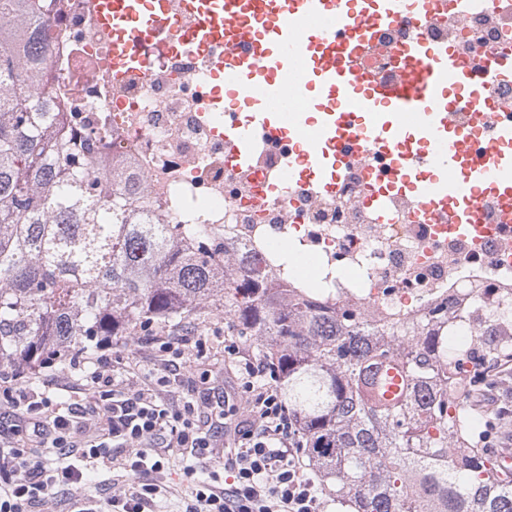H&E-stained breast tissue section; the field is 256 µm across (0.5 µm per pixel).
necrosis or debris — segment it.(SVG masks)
<instances>
[{
	"instance_id": "1",
	"label": "necrosis or debris",
	"mask_w": 512,
	"mask_h": 512,
	"mask_svg": "<svg viewBox=\"0 0 512 512\" xmlns=\"http://www.w3.org/2000/svg\"><path fill=\"white\" fill-rule=\"evenodd\" d=\"M185 0H172V22L138 72L112 76V35L95 15L93 0H51L53 25L43 82L60 98L66 131L95 139L94 179L123 170L138 186L129 202L180 238L216 239L274 282L310 291L327 307L346 306L374 325L415 322L455 302L466 306L482 286L512 291L505 264L512 243L492 231L501 217L487 207L482 234L455 235L430 223L418 202L392 201L386 219L368 202L370 169L381 159L354 160L335 194L283 174L299 166L291 145L270 133L252 142L253 169L224 159L220 113L208 98L210 59L179 52ZM409 13L379 29L368 66L388 74L400 65L404 42L438 41L449 28L421 23L420 0ZM452 29L474 52L477 67L512 55V4L501 12L479 0L449 13ZM313 261L304 275L302 257Z\"/></svg>"
}]
</instances>
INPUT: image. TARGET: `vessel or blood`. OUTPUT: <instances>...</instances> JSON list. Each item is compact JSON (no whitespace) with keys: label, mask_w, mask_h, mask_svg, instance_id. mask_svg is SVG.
<instances>
[{"label":"vessel or blood","mask_w":512,"mask_h":512,"mask_svg":"<svg viewBox=\"0 0 512 512\" xmlns=\"http://www.w3.org/2000/svg\"><path fill=\"white\" fill-rule=\"evenodd\" d=\"M96 15L112 31V75L133 59L132 43L150 42L170 18L171 0H97ZM192 20L179 48L221 45L210 86L224 114L228 157L250 161L254 130L275 133L302 158L298 177L334 191L353 154L387 160L376 204L408 196L425 212L462 228L474 224L484 199L512 213V114L493 131L485 110L496 80L512 79V56L478 76L454 40H412L395 75L365 70L375 47L369 30L346 33L351 18L394 21L404 0H189ZM296 93L309 111L288 109ZM471 111L460 113V101Z\"/></svg>","instance_id":"1"}]
</instances>
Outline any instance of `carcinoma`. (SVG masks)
Masks as SVG:
<instances>
[{
    "instance_id": "cac0c4a2",
    "label": "carcinoma",
    "mask_w": 512,
    "mask_h": 512,
    "mask_svg": "<svg viewBox=\"0 0 512 512\" xmlns=\"http://www.w3.org/2000/svg\"><path fill=\"white\" fill-rule=\"evenodd\" d=\"M51 17L0 0V367L61 364L104 337L224 314L271 364L324 488L356 512H512V472L480 446L466 403L512 361V322L473 308L423 325L368 323L282 288L215 239L186 243L128 207L129 180H86L92 138L56 122L41 84ZM397 386L393 396L389 387Z\"/></svg>"
}]
</instances>
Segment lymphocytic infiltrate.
Returning <instances> with one entry per match:
<instances>
[{"mask_svg": "<svg viewBox=\"0 0 512 512\" xmlns=\"http://www.w3.org/2000/svg\"><path fill=\"white\" fill-rule=\"evenodd\" d=\"M109 348L98 344L86 357L89 381L78 402L56 400L58 373L34 379L0 368L10 418L0 431V512H41L58 488L80 486L88 471L135 480L107 498L103 512H147L158 494L148 476L171 449H190L193 462L183 474L193 480L219 445L223 464L185 512H322L317 475L303 463L297 426L266 361L225 340L238 392L204 413L191 401L168 402L157 383L115 367Z\"/></svg>", "mask_w": 512, "mask_h": 512, "instance_id": "lymphocytic-infiltrate-1", "label": "lymphocytic infiltrate"}]
</instances>
